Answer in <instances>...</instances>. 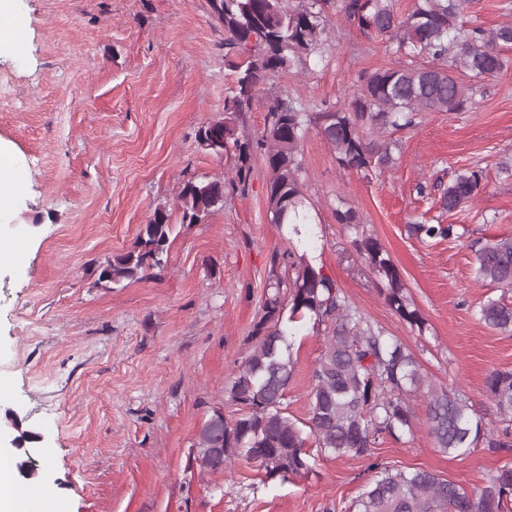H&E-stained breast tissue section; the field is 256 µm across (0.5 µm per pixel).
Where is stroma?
<instances>
[{
    "label": "stroma",
    "instance_id": "35a3bbf8",
    "mask_svg": "<svg viewBox=\"0 0 512 512\" xmlns=\"http://www.w3.org/2000/svg\"><path fill=\"white\" fill-rule=\"evenodd\" d=\"M16 52L0 56V163L30 180L0 220V381L14 410L41 437L29 445L44 493L67 512H352L371 462L421 468L477 492L512 466V451L451 455L429 433L422 397L410 432L385 437L371 457L317 458L312 473L265 480L253 468L203 474L193 444L249 350L273 250L289 244L267 220V170L253 158L246 195H229L205 223L181 221L190 179L225 178L232 159L197 143L224 115L231 78L224 30L207 0H19ZM497 76L477 83L463 110L419 113L394 133L393 167L364 175L339 167L317 130L303 147L313 222L297 242L355 306L413 349L439 387L466 396L487 429L501 426L486 390L512 370V335L480 321L487 299L512 290L475 279L470 240L512 235V49ZM385 41H368L328 13V40L307 71L275 86L312 109L341 107L363 75L400 65ZM482 169L486 187L460 211L442 212L420 186ZM346 203L398 268L426 321L417 331L387 306L334 210ZM174 225L164 268L119 288L97 285L98 265L129 250L156 206ZM454 224L459 239L419 240L412 221ZM295 374L285 403L308 417L323 330L293 329Z\"/></svg>",
    "mask_w": 512,
    "mask_h": 512
}]
</instances>
